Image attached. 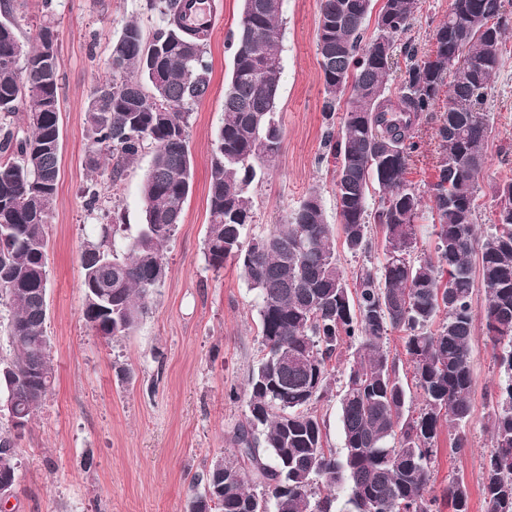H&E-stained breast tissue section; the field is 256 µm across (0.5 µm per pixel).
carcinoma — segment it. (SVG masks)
Here are the masks:
<instances>
[{
    "mask_svg": "<svg viewBox=\"0 0 512 512\" xmlns=\"http://www.w3.org/2000/svg\"><path fill=\"white\" fill-rule=\"evenodd\" d=\"M52 2H43L46 20L29 51L10 3L0 4V304L10 309L12 347L0 360V398L12 396L27 423L54 380L40 296L48 288L47 218L60 168ZM150 4L161 24L148 38L137 24L124 26L111 45L114 78L93 87L86 109L89 167L99 169L103 156L116 160L112 182L145 147L153 149L137 235L121 254L106 235L86 241L81 252L83 318L111 339L136 330L166 276L165 245L182 223L193 184L189 116L210 87L209 33L183 27L187 0ZM417 8L418 0H381L377 11L374 0H322L317 50L326 118L346 102L341 130L330 122L324 136L336 224L328 223L315 190L284 221L245 239L254 222L252 187L282 141V0H242L229 37L224 118L212 143L205 254L216 270L236 262L257 291L265 353L249 375V414L234 434V453L223 458L224 473L216 476L214 461L194 477L197 487H221L210 512H440L442 502L448 512H470L462 481H449L437 495L432 478L441 419L457 429L455 453L469 450L462 425L472 413V302L479 289L485 335L504 372L482 491L487 512H512V182L495 188V232L481 237L475 224L490 133L483 106L512 14L505 0H453L451 18L432 33L435 49L410 59L393 92L396 37ZM445 84L429 206L437 242L434 254L418 256L425 209L404 174L417 150L415 127L436 109ZM22 105L26 118L18 125ZM372 224L383 258L360 268L350 284L336 236L349 252L369 253ZM395 330L403 333L422 398L417 409L399 359L386 347ZM340 360L338 452L316 404L328 396ZM17 438L0 433L1 479L17 480ZM338 488L346 490L342 501Z\"/></svg>",
    "mask_w": 512,
    "mask_h": 512,
    "instance_id": "cac0c4a2",
    "label": "carcinoma"
}]
</instances>
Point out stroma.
<instances>
[{
  "mask_svg": "<svg viewBox=\"0 0 512 512\" xmlns=\"http://www.w3.org/2000/svg\"><path fill=\"white\" fill-rule=\"evenodd\" d=\"M321 0H283L280 26L283 77L277 118L279 153L255 187L254 222L245 236L280 223L312 190H319L328 222H335L332 166L324 146L323 78L317 27ZM216 25L206 45L211 64L208 95L195 106L189 128L193 186L183 221L166 246L167 275L132 335L100 337L86 324L80 254L108 214L119 216L127 236L144 221L142 181L153 153L144 150L112 184L111 161L90 170L92 151L85 111L98 81L109 78L113 38L129 21L151 33L161 18L148 0H53L60 64V173L48 217L47 332L55 379L20 438L18 479L10 512H186L191 479L233 448L234 429L248 414L246 384L263 356L258 299L234 262L210 268L203 253L209 226L208 171L214 134L224 108V81L241 0H211ZM448 17V0H420L410 28L397 38L393 77L404 73L408 53L423 58L432 32ZM488 88L492 130L480 180L479 234L491 228L495 185L512 181V34ZM439 112L415 129L420 145L405 173L421 195L435 180ZM99 194L98 210L85 205ZM472 415L466 454L450 447L441 429L434 489L463 478L470 512H486L482 466L491 446L489 416L502 378L490 343L476 333L471 345Z\"/></svg>",
  "mask_w": 512,
  "mask_h": 512,
  "instance_id": "stroma-1",
  "label": "stroma"
}]
</instances>
